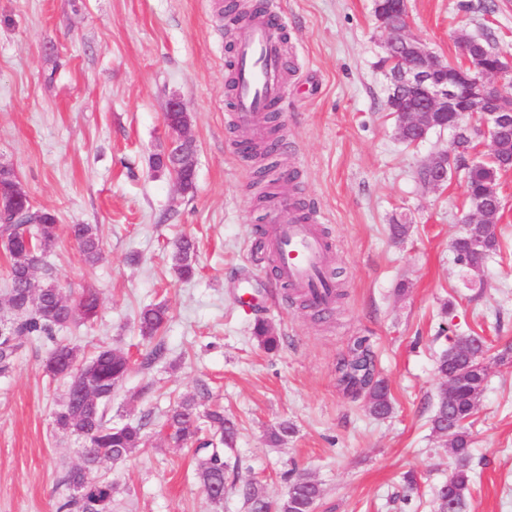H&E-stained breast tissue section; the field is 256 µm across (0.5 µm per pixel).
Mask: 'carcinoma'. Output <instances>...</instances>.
Returning <instances> with one entry per match:
<instances>
[{
  "label": "carcinoma",
  "instance_id": "carcinoma-1",
  "mask_svg": "<svg viewBox=\"0 0 512 512\" xmlns=\"http://www.w3.org/2000/svg\"><path fill=\"white\" fill-rule=\"evenodd\" d=\"M240 146L246 157L258 163L255 184L261 186V190L257 205L263 207L277 192L278 179L272 177L279 167L277 139L271 137L264 142L243 139ZM467 149L469 146L466 145L454 156L453 164L454 170L462 174L467 198L472 200L498 188L504 169L493 162L470 166ZM187 153H196L195 143L180 142L172 150L152 157V169L177 174L185 193L194 190L196 177V172L182 165V158ZM499 220L500 216L494 215L485 224H470L454 240L455 250L462 253L460 262L463 266L482 263L499 250ZM58 221L55 211L34 207L28 197L13 199L5 196L0 199V248L9 259L7 302L16 314V320L0 325L3 329L0 333V376L12 371L23 347L22 338L52 340L56 330L77 320L88 322L98 314L100 300L95 289H85L79 299L72 301L63 295L49 274L46 257L58 241ZM68 232L85 264L96 265L103 250L98 226L71 224ZM195 252L194 239L182 237L176 242L173 261L181 277L192 276ZM31 269L42 270L47 275L44 283L35 289L30 288L28 281ZM168 316L169 309L163 304L144 307L138 316L141 336L149 341L156 339ZM252 336L268 353L278 351L281 346V337L263 320L253 325ZM487 352L488 348L475 343V336L462 334L453 339L436 361V371L442 377L446 378L450 373H466V383L450 393L442 392L432 411V430L448 438V452L453 458L449 490L441 487L436 492V512H448L450 500L455 512H463L473 485L469 427L487 383L488 370L481 366ZM131 367L132 362L126 354L109 346H99L88 358L80 357L78 347L69 344L55 343L50 349L44 363L45 372L53 378H69L66 396L54 413L55 427L63 434L76 435L84 441L81 463L70 468L62 478L61 485L67 494L62 496L57 512H112L117 487L112 477L101 472L102 464L125 461L143 442L142 425H116L108 418L112 391ZM81 371L92 373L96 382L94 398L88 401L73 394L74 379ZM339 372L346 391L353 395L362 391L369 393V411L373 416L382 418L392 413V397L385 381L378 377L369 381L375 368L364 340L357 341L351 355L341 360ZM166 425L179 445L193 450L197 477L209 500L214 504L222 503L227 467L224 449L234 446L238 434L236 424L225 418L218 407L199 413L195 398L188 397L169 410ZM292 433L294 426L282 421L270 429L267 441L277 446ZM321 496L319 483L308 476L295 479L288 495L276 504L271 503L256 484L248 485L244 491L250 512H267L271 508L277 512H314Z\"/></svg>",
  "mask_w": 512,
  "mask_h": 512
}]
</instances>
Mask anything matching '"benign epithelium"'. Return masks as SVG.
<instances>
[{
    "mask_svg": "<svg viewBox=\"0 0 512 512\" xmlns=\"http://www.w3.org/2000/svg\"><path fill=\"white\" fill-rule=\"evenodd\" d=\"M378 27L386 35L383 68L389 79V111L399 117L407 141L417 144L435 125L453 134L457 148L476 135L489 141L491 160L512 137V95L505 82L512 81V55L500 54L489 67L471 53V37L461 35V64H448L425 44L408 34L407 0H374ZM425 185L437 188L448 181V152L441 151L426 162ZM502 209L496 194L477 199L465 223L485 222L490 211Z\"/></svg>",
    "mask_w": 512,
    "mask_h": 512,
    "instance_id": "benign-epithelium-1",
    "label": "benign epithelium"
}]
</instances>
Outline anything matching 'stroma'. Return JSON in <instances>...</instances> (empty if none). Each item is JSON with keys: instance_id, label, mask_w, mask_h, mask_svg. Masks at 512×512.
<instances>
[{"instance_id": "35a3bbf8", "label": "stroma", "mask_w": 512, "mask_h": 512, "mask_svg": "<svg viewBox=\"0 0 512 512\" xmlns=\"http://www.w3.org/2000/svg\"><path fill=\"white\" fill-rule=\"evenodd\" d=\"M219 2L0 0V163L60 225L97 224L104 239L91 268L65 236L47 256L66 295L91 285L101 301L94 322L70 324L55 340L86 355L104 343L134 361L109 415L142 425L145 440L103 467L119 486L113 512H247L242 486L259 483L277 501L301 475L322 488L315 512H432L453 465L430 421L444 385L436 360L460 334L512 344V170L498 186L499 251L480 271L459 265L452 242L468 210L463 180L432 189L417 178L453 135L434 131L416 146L398 137L373 0H274L290 64L279 106L281 168L292 176L285 193L317 212L344 293L326 320H313L287 300L271 255L256 245L269 215L254 203L250 165L229 130L231 40ZM407 6L410 35L441 57L457 59L460 35L485 32L512 54V0ZM175 95L188 104L197 145L190 193L151 167L169 143L164 112ZM393 224L408 225L402 241ZM184 235L197 242L187 280L172 261ZM159 303L169 309L165 352L147 364L138 313ZM259 319L278 332L277 352L253 339ZM359 336L388 383V417L371 416L365 395L338 383V363ZM51 343L26 340L0 378V512H55L61 477L80 460V441L53 423L67 381L44 373ZM185 396L222 405L239 425L218 506L197 481L192 452L164 426ZM284 420L294 433L270 446L267 430ZM470 432L465 512H512V363L489 361Z\"/></svg>"}]
</instances>
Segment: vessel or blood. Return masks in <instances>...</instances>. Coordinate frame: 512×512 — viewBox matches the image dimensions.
<instances>
[{
  "label": "vessel or blood",
  "instance_id": "obj_1",
  "mask_svg": "<svg viewBox=\"0 0 512 512\" xmlns=\"http://www.w3.org/2000/svg\"><path fill=\"white\" fill-rule=\"evenodd\" d=\"M279 19L268 13L245 17L237 24L238 39L232 61L236 79L233 112L237 126L250 129L258 113L284 96V54L276 33ZM270 223L265 230L267 251L274 256V271L289 287L327 306L336 285L327 269L331 245L318 228L316 217L301 218L293 199H272Z\"/></svg>",
  "mask_w": 512,
  "mask_h": 512
}]
</instances>
